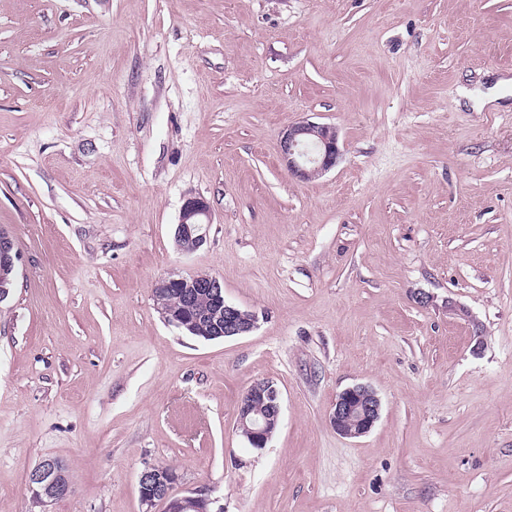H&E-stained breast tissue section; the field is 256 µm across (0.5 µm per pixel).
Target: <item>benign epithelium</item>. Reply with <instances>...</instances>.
I'll return each mask as SVG.
<instances>
[{
    "label": "benign epithelium",
    "mask_w": 512,
    "mask_h": 512,
    "mask_svg": "<svg viewBox=\"0 0 512 512\" xmlns=\"http://www.w3.org/2000/svg\"><path fill=\"white\" fill-rule=\"evenodd\" d=\"M341 156L339 134L336 127L311 121H300L281 132L279 159L296 179L308 181L319 177L336 166ZM210 224V210L200 197H188L182 205L175 231L177 248L192 253L206 240ZM20 261V253L10 233L0 228V268L14 269ZM179 288L185 305H190L199 293L210 295L215 307L209 338L244 336L257 326L255 314L228 303L224 299L221 282L211 275H170L161 280L154 291L156 308L165 322L178 327L187 325L196 331L195 322L188 324L178 319L176 312L164 307L163 289ZM381 400L368 385L358 384L341 391L332 405L329 422L333 430L343 438H359L368 434L381 415ZM281 422V394L270 381L254 382L242 395L237 407V425L248 427L252 447L261 451L279 428ZM178 480L175 473L158 466L148 465L139 473L140 500L145 512H153L158 504L166 505L168 512H183L201 503L213 504V500L201 493L176 496L173 488ZM28 488L33 498L43 508L71 494L72 486L67 479V467L58 459H45L27 476Z\"/></svg>",
    "instance_id": "obj_1"
}]
</instances>
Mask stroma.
<instances>
[{
	"mask_svg": "<svg viewBox=\"0 0 512 512\" xmlns=\"http://www.w3.org/2000/svg\"><path fill=\"white\" fill-rule=\"evenodd\" d=\"M512 0H0V512H141L176 472L223 512H512ZM500 91L497 106L475 97ZM336 126L309 181L281 131ZM211 210L181 253L187 197ZM258 317L207 341L153 289ZM431 296L429 305L419 295ZM282 419L236 429L257 380ZM382 402L358 439L339 392ZM20 261V253L15 248V242L10 233L0 228V269H16ZM173 286L179 288L180 297L186 305L184 307H189L190 302H192L201 292L209 294L213 301L215 311L211 320V325L209 327L210 332H206L205 336L200 335H204L203 332L193 335L186 329L182 328L190 335L205 340H207L206 336L208 338L224 337V339H226L247 335L257 326V318L255 314L243 310L234 304L226 302L224 299V287L221 282L217 279V277L207 274H193L187 276L170 275L161 280L157 288H155L153 297L157 310L159 311L164 321L168 324L176 325L178 327L187 325L189 330L198 333V330L195 326V320L190 323H184L178 319L176 312L171 311L177 310V312H182L183 302L178 297L177 289H171L174 291H170V294L166 299L167 307L171 310L164 307V297L168 292L161 291V289L171 288ZM159 303L161 305H159ZM211 309L212 302L210 298L203 294L197 297L196 301L190 309L189 316L200 317ZM281 407V394L273 382L259 380L245 391L237 407V425L248 430L250 442L246 431L238 429L248 445H252L250 448H256L259 452L267 447L279 428ZM381 400L368 385L358 384L341 391L332 405L329 422L343 438L368 434L381 415ZM66 471L67 467L62 461L45 459L28 473V488L36 502L43 507V512L49 504L71 494V480Z\"/></svg>",
	"mask_w": 512,
	"mask_h": 512,
	"instance_id": "obj_1",
	"label": "stroma"
}]
</instances>
